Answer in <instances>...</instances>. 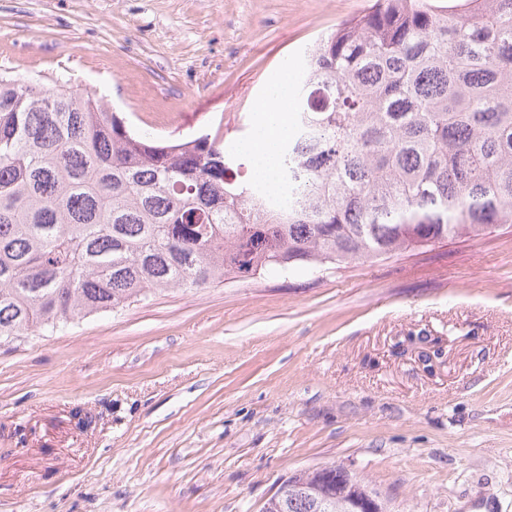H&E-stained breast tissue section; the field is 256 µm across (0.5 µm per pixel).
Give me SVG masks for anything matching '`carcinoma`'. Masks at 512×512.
I'll list each match as a JSON object with an SVG mask.
<instances>
[{"label": "carcinoma", "instance_id": "1", "mask_svg": "<svg viewBox=\"0 0 512 512\" xmlns=\"http://www.w3.org/2000/svg\"><path fill=\"white\" fill-rule=\"evenodd\" d=\"M279 156L133 131L97 94L0 75V340L157 292L341 266L512 224V0H374L317 37ZM310 473L285 478L288 512ZM331 499L378 497L337 471Z\"/></svg>", "mask_w": 512, "mask_h": 512}]
</instances>
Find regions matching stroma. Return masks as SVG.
<instances>
[{
    "mask_svg": "<svg viewBox=\"0 0 512 512\" xmlns=\"http://www.w3.org/2000/svg\"><path fill=\"white\" fill-rule=\"evenodd\" d=\"M372 2L0 0V74L232 144L304 47ZM325 465L391 512H512V226L0 343V512H261Z\"/></svg>",
    "mask_w": 512,
    "mask_h": 512,
    "instance_id": "1",
    "label": "stroma"
}]
</instances>
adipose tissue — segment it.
Returning a JSON list of instances; mask_svg holds the SVG:
<instances>
[{"label":"adipose tissue","mask_w":512,"mask_h":512,"mask_svg":"<svg viewBox=\"0 0 512 512\" xmlns=\"http://www.w3.org/2000/svg\"><path fill=\"white\" fill-rule=\"evenodd\" d=\"M289 96L287 81H279L271 88L261 108V121L252 138L242 146L252 158L254 171L271 186L276 183L280 139L288 129Z\"/></svg>","instance_id":"1"}]
</instances>
